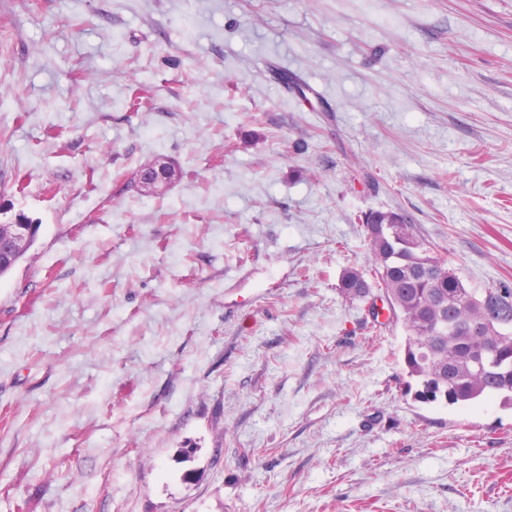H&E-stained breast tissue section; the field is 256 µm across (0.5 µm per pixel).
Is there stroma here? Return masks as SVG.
<instances>
[{"instance_id":"obj_1","label":"stroma","mask_w":512,"mask_h":512,"mask_svg":"<svg viewBox=\"0 0 512 512\" xmlns=\"http://www.w3.org/2000/svg\"><path fill=\"white\" fill-rule=\"evenodd\" d=\"M389 210L512 289V0H0V512H512L337 288ZM171 180L172 174L168 171L167 163L157 160L142 171L139 184L143 192L153 194L161 191V187L166 186ZM13 224H15L16 227L14 240L6 247H2V254L3 252L9 253L15 257L22 250L24 246L23 243L37 238L40 226L39 224H32L25 220H18ZM13 224H0V239L9 238L13 235Z\"/></svg>"}]
</instances>
